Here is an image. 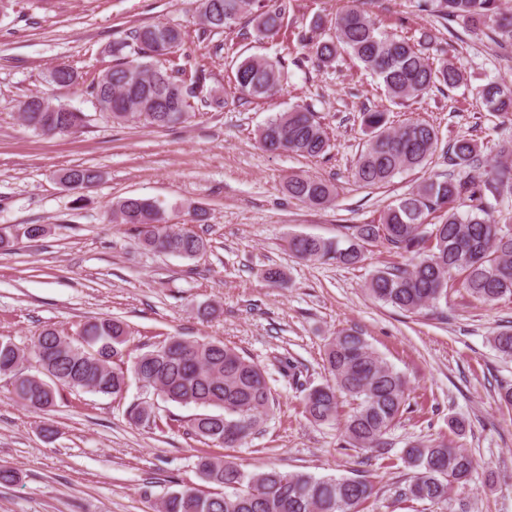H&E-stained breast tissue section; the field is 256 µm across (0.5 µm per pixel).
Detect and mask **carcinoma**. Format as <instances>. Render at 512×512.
<instances>
[{"mask_svg": "<svg viewBox=\"0 0 512 512\" xmlns=\"http://www.w3.org/2000/svg\"><path fill=\"white\" fill-rule=\"evenodd\" d=\"M204 29L224 30L257 6L252 18L256 31L278 34L282 9L272 0H197ZM423 11L460 19L472 31L490 28L512 41V12L502 0H420ZM185 34L173 25L142 26L128 39L112 46L116 57L112 68L88 86L101 111L112 120H144L153 128L183 123L191 109L190 99L204 87L205 74L193 75L177 68L163 69L151 59L158 52L174 53ZM435 42L429 31L416 42L378 31L370 18L357 8L336 16L334 36L310 46L318 64L331 65L345 52L380 80L393 99L418 97L439 85L455 89L468 83L465 69L448 60L440 66L430 62L426 50ZM136 55L138 61L129 59ZM49 82L69 87L77 83V72L67 64L48 71ZM235 81L241 93L269 98L281 88L280 63L247 58L240 62ZM487 110L512 123V83H489L476 89ZM23 124L42 135L77 133L84 127L81 113L54 103L38 93L23 101ZM363 123L370 133L366 150L359 156L353 177L364 187L391 180L397 173L424 165L432 155L438 134L433 125L409 120L390 126L388 113L366 112ZM260 141L271 152H290L317 158L330 139L316 113L293 108L271 119L260 131ZM453 165L464 175L432 180L394 200L378 221L347 226L344 241L295 235L288 250L301 259L334 260L355 266L368 247L378 243L408 257V262L377 271L367 283L376 301L415 314L435 308L448 297V289L459 284L470 296L493 304L512 297V231H506L493 216V198L501 189L512 192V146L500 151L492 177L478 173V143L457 136L448 143ZM101 172L93 167L73 166L58 176L63 187H72L74 203L85 201L77 189L98 182ZM288 196L301 203L322 206L336 192L334 185L319 178L294 175L286 185ZM470 202L458 211L460 199ZM433 215L437 222H427ZM111 221L138 230L143 243L153 250L194 259L205 253L201 236L168 223L164 212L150 199L127 197L112 204ZM130 330L118 318L87 320L77 337L59 330L43 329L32 344L21 348L0 340V375L13 378V394L24 407L48 411L55 404L54 385L119 397L128 382V372L142 387L180 405L215 408V413L194 417L188 434L221 448L244 443L256 434L273 409V396L263 369L222 341L194 342L171 337L162 345L140 354L125 367ZM494 348L512 358V329L492 337ZM325 362L332 382L314 387L304 398V411L311 421L326 422L339 415L338 395L352 401L343 425L344 447L381 452L388 435L402 418L407 382L364 336L342 330L327 344ZM35 361L39 374L24 372ZM135 425L159 427L153 405L140 402L128 410ZM404 462L414 469L410 483L399 496L438 503L453 491L466 488L474 461L463 448L445 441L411 443L403 450ZM201 478L224 488V493L204 495L192 487L165 497L160 512H364L374 494L363 479L317 478L303 472L277 470L245 473L221 456H203L197 463Z\"/></svg>", "mask_w": 512, "mask_h": 512, "instance_id": "obj_1", "label": "carcinoma"}]
</instances>
